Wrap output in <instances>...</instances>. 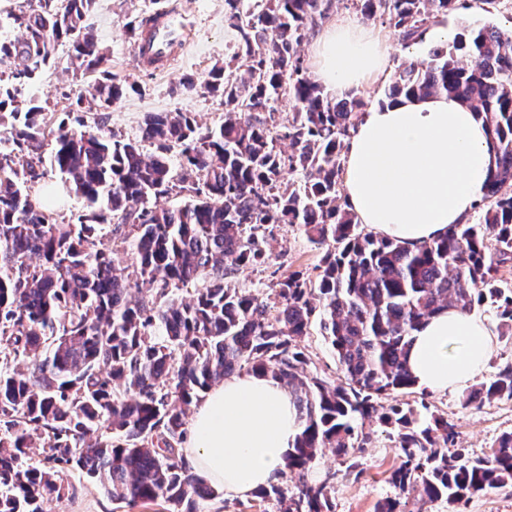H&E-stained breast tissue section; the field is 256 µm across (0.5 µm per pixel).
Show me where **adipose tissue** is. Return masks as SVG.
<instances>
[{
	"instance_id": "1",
	"label": "adipose tissue",
	"mask_w": 512,
	"mask_h": 512,
	"mask_svg": "<svg viewBox=\"0 0 512 512\" xmlns=\"http://www.w3.org/2000/svg\"><path fill=\"white\" fill-rule=\"evenodd\" d=\"M384 40L345 19L314 43L316 82L343 93L385 71ZM494 144L474 112L454 98L402 97L362 113L348 142L344 192L359 223L415 247L465 223L481 198ZM493 347L486 317L454 308L415 334L409 363L418 385L435 392L465 388ZM300 425L293 398L270 376H231L199 403L184 455L227 497L276 482Z\"/></svg>"
}]
</instances>
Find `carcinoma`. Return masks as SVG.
Instances as JSON below:
<instances>
[{
	"label": "carcinoma",
	"mask_w": 512,
	"mask_h": 512,
	"mask_svg": "<svg viewBox=\"0 0 512 512\" xmlns=\"http://www.w3.org/2000/svg\"><path fill=\"white\" fill-rule=\"evenodd\" d=\"M335 0H225L238 34L230 65L209 73L205 88L224 98V120L203 126L183 112L149 114L137 140L118 139L106 117L87 128L60 121L45 155L48 113L21 86L55 64L60 43L91 72L98 107L119 102L132 84L101 69L104 53L85 19L96 0H38L10 15L22 29L0 41V512H44L73 498L69 474H109L107 496L134 507L162 500L173 512H198L216 496L179 448L188 412L201 394L235 373L262 372L288 387L301 422L286 469L304 471L325 448L347 457L353 420L379 414L399 428L401 463L392 483L427 502H458L512 484V432L492 453L472 458L442 416L421 420L377 399L416 386L408 365L413 333L448 307L470 311L489 298L500 331L512 335V285L498 279L512 264V35L485 27L457 34L425 62L404 61L390 78L389 101L446 94L483 121L496 168L475 220L410 248L357 231L344 195V149L365 102L333 98L308 75L299 47L329 17ZM366 21L398 31L404 45L459 0H352ZM292 103L277 126L274 104ZM288 142V151L278 142ZM153 150L147 152L144 145ZM178 149L186 174L176 177ZM85 202L70 222L35 192L47 169ZM303 179L285 180V172ZM171 193L178 207L152 200ZM297 224L326 247L313 280L280 279L259 299L229 280L270 259L265 232ZM133 261L113 266L110 244ZM480 283L479 293L473 285ZM193 286L189 296L176 293ZM135 289L141 298L128 299ZM335 351L344 382L309 371L299 340L314 314ZM32 358L29 371L20 358ZM512 400V365L463 397V405ZM38 449L32 456V449ZM280 512H332L327 482H301L297 493L271 484L256 491Z\"/></svg>",
	"instance_id": "carcinoma-1"
}]
</instances>
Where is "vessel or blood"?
I'll use <instances>...</instances> for the list:
<instances>
[{
	"label": "vessel or blood",
	"instance_id": "obj_1",
	"mask_svg": "<svg viewBox=\"0 0 512 512\" xmlns=\"http://www.w3.org/2000/svg\"><path fill=\"white\" fill-rule=\"evenodd\" d=\"M146 35L136 41L135 52L141 67L166 69L183 52L189 33L171 12L161 10L147 18Z\"/></svg>",
	"mask_w": 512,
	"mask_h": 512
}]
</instances>
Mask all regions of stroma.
I'll use <instances>...</instances> for the list:
<instances>
[{"instance_id": "obj_1", "label": "stroma", "mask_w": 512, "mask_h": 512, "mask_svg": "<svg viewBox=\"0 0 512 512\" xmlns=\"http://www.w3.org/2000/svg\"><path fill=\"white\" fill-rule=\"evenodd\" d=\"M166 8L178 15L190 31L184 55L168 70L145 72L135 57V41L127 25L148 12ZM224 0H98L86 24L99 46L108 56V67L117 79L134 84L120 103L107 112V127L118 137L134 139L149 112H187L200 123L214 125L224 118V104L203 86L209 72L229 62L236 50V32L224 21ZM435 26H448L454 31L477 30L495 26L512 29V0H500L496 9L484 10L480 0H462L447 16L435 19ZM56 64L46 69L40 79L25 87L23 98L38 99L63 119L72 103L88 98L95 75L73 59L68 44L56 48ZM193 80L195 89H185L186 80ZM272 254L270 267H246L232 279V287L266 297L278 278L293 271L312 277L321 263L324 248L309 241L303 231L292 224L276 227L266 244ZM310 357L311 370L319 377L340 382L335 352L325 339L319 317H312L306 336L300 341ZM462 391L435 393L422 387L401 390L382 397L381 405L397 404L403 408L420 409L428 405L430 413L444 416L458 433L459 446L474 458L486 457L498 437L512 431V401L486 402L463 406ZM355 430L364 445L350 459L332 452L319 456L304 473L287 476L289 492H296L300 482L331 483L334 512H376L379 502L400 497V490L391 481V474L401 463L396 446L397 432L378 418L356 419ZM106 477L82 479V491L73 500L46 503V512H166L164 502L116 508L105 493ZM428 512H512V485L474 494L459 503L445 501L428 504Z\"/></svg>"}]
</instances>
